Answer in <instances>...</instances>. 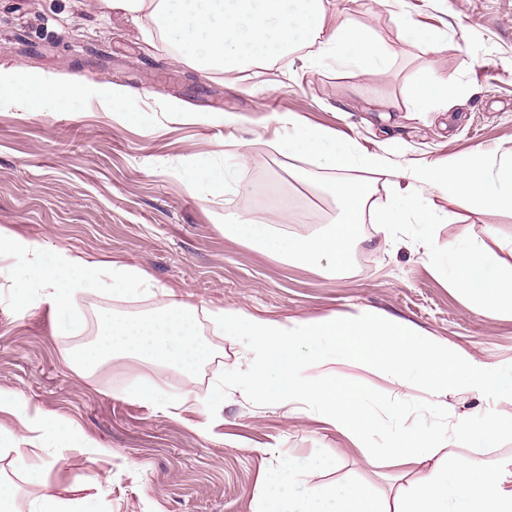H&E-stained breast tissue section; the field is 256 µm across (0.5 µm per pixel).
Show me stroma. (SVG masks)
<instances>
[{
  "label": "stroma",
  "mask_w": 512,
  "mask_h": 512,
  "mask_svg": "<svg viewBox=\"0 0 512 512\" xmlns=\"http://www.w3.org/2000/svg\"><path fill=\"white\" fill-rule=\"evenodd\" d=\"M425 26L442 32L437 48L403 43L393 0H337L339 12L369 26L393 55L392 75L337 68L307 69L298 58L269 61L250 75L203 74L174 51L152 47L143 29L120 15H101L96 0H0V63L13 77L43 74L60 80L109 82L134 91L141 121L107 115L96 98L42 103L21 112L9 87L0 88V230L100 262L146 272L155 287L197 309L199 332L214 354L193 388L203 400L176 418L128 398L137 383L122 365L80 377L67 364L73 348L96 336L104 313L150 312V296L93 288L77 297L84 315L66 329L47 306L17 308L15 286L29 254L0 255V396L46 413L70 430L66 451L9 412H0V474L18 488L17 512L34 499L76 497L85 512H257L265 474L292 454L324 459L310 484L371 482L385 507L395 505L402 468L365 466L356 446L330 425L302 413L284 417L254 400L243 368L244 337L216 334L212 309L240 308L274 319L320 318L351 307L409 325L420 336L459 349L494 367H512V313H494L456 291L448 272L434 268L411 225L383 242L375 225L360 227L339 276L297 266L255 246L225 238V208L244 207L242 195L193 191L186 174L200 161L234 163L231 139L262 155L257 168L268 192L291 196L286 231L305 235L308 214H335L332 200L289 175L294 161L271 146L270 117L292 112L310 125L335 130L363 148L389 150L392 160L431 161L481 149L490 159L512 155V0H405ZM448 81V102L417 111L407 88L420 69ZM394 111H384L385 102ZM243 123L227 128L221 114ZM242 169V176H249ZM443 218L433 229L439 255L460 243L512 241V214L472 213L431 194ZM313 376L339 378L366 389L383 425L365 445L389 447L407 430L396 397L381 374L331 363ZM224 406L212 411L205 395L222 380ZM404 401L440 442L453 443L455 415L474 414L493 395L465 388L445 414L424 388ZM213 435L196 431L207 417ZM100 454H90V446ZM29 452V471L16 468L15 449Z\"/></svg>",
  "instance_id": "35a3bbf8"
}]
</instances>
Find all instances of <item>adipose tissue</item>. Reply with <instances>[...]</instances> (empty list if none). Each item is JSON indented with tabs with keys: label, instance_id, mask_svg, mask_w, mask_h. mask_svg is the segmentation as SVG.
I'll list each match as a JSON object with an SVG mask.
<instances>
[{
	"label": "adipose tissue",
	"instance_id": "adipose-tissue-1",
	"mask_svg": "<svg viewBox=\"0 0 512 512\" xmlns=\"http://www.w3.org/2000/svg\"><path fill=\"white\" fill-rule=\"evenodd\" d=\"M103 14L118 12L133 21L148 18L174 45L181 58L202 73H241L265 61L302 53L312 68L335 64L359 72L391 74V56L370 28L350 17L337 18L333 0H97ZM14 101L24 112L47 98L67 100L94 96L104 105L120 103L134 110L132 94L107 83L60 82L43 75L13 80ZM282 132L276 151L292 160H310L337 173L324 185L339 212L328 230L306 236L282 233L275 219L257 221L236 210L224 213L227 239L258 247L264 253L301 266H324L342 272L358 226L372 217L378 234L391 239L405 224L417 225L422 238L439 223L437 210L422 201L431 190L475 211L512 213V159L492 164L474 150L448 161H393L387 152L368 151L335 131L305 123L291 113H277ZM383 176L392 194L375 206L374 176ZM190 188L215 193H261L257 184L243 182L238 170L205 163L191 170ZM33 253L18 284L14 301L25 308L39 301L62 315L67 326L79 327L74 310L78 295L102 287L111 279L123 293H148L152 285L134 266L89 261L65 249L44 252L22 238L0 232V254ZM453 286L476 306L512 312V270L485 246L449 252ZM40 295H33L31 283ZM157 308L147 315L100 317L92 343L68 352L67 362L78 375L129 360L145 368L172 367L186 378L209 360L212 349L198 331L196 309L175 300L172 290L158 291ZM225 335L246 339L243 350L251 394L274 401L285 416L314 412L336 431L362 446L367 466L380 460L417 471L415 480L400 486L396 512H512V456L490 458L486 449L512 432V371L419 336L412 328L381 315L360 310L320 318L272 320L239 308L211 312ZM329 362L372 368L385 375L398 394L425 386L436 404H445L461 386L495 396L496 406L459 416L454 438L464 454L440 444L428 430L410 429L387 448H368L364 441L376 422L366 391L343 381L327 382L308 370ZM135 400L161 408L172 416L193 410L199 397L185 390L164 396L150 376H142ZM316 467L313 458L291 455L269 475L259 512H385L374 487L355 482L341 488L314 485L293 496V486Z\"/></svg>",
	"mask_w": 512,
	"mask_h": 512
}]
</instances>
